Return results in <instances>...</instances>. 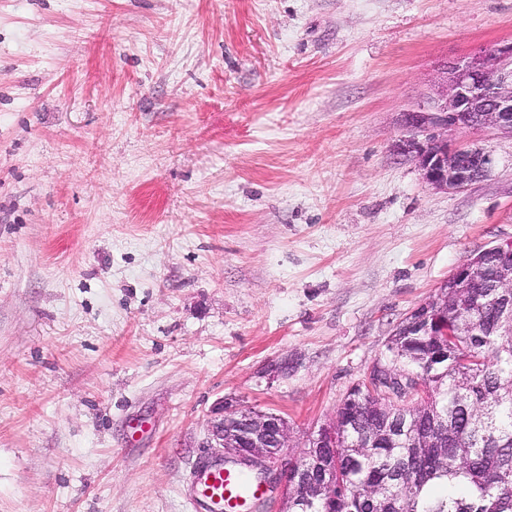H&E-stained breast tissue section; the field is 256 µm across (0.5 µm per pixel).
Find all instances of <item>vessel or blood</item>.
<instances>
[{"mask_svg": "<svg viewBox=\"0 0 512 512\" xmlns=\"http://www.w3.org/2000/svg\"><path fill=\"white\" fill-rule=\"evenodd\" d=\"M196 488L207 506L221 512H241L245 507H256L263 501L268 489L260 482L244 477L240 472L208 460L197 466Z\"/></svg>", "mask_w": 512, "mask_h": 512, "instance_id": "vessel-or-blood-1", "label": "vessel or blood"}]
</instances>
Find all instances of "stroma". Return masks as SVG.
<instances>
[{
  "instance_id": "1",
  "label": "stroma",
  "mask_w": 512,
  "mask_h": 512,
  "mask_svg": "<svg viewBox=\"0 0 512 512\" xmlns=\"http://www.w3.org/2000/svg\"><path fill=\"white\" fill-rule=\"evenodd\" d=\"M504 41L512 0H0V512H206L227 397L300 455L512 238V137L454 193L398 148Z\"/></svg>"
}]
</instances>
